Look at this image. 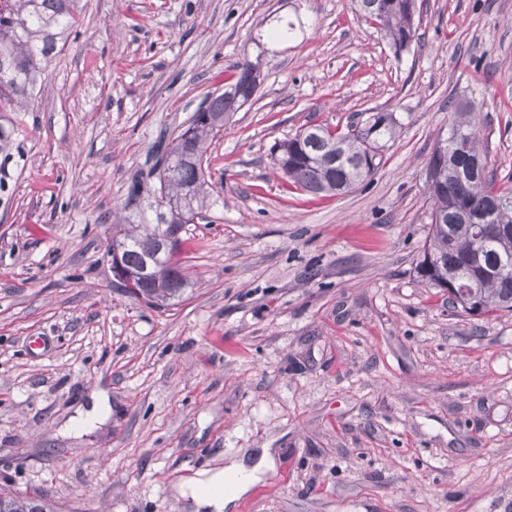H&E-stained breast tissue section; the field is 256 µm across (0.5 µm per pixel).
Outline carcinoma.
<instances>
[{"instance_id": "1", "label": "carcinoma", "mask_w": 512, "mask_h": 512, "mask_svg": "<svg viewBox=\"0 0 512 512\" xmlns=\"http://www.w3.org/2000/svg\"><path fill=\"white\" fill-rule=\"evenodd\" d=\"M81 0H0V112H31L50 56L77 34ZM356 10L396 49L415 37L416 0H354ZM256 64L238 63L224 92L209 96L173 139L152 149L149 183L133 178L120 212L112 215L111 237L123 246L122 262L149 277L125 289L132 298L162 306L187 285L177 256L182 239L159 246L160 225L194 223L214 204L209 182V147L224 131V120L257 90ZM398 120L383 108L370 109L360 126L345 131L310 124L278 143L275 161L289 183L311 195L355 189L380 168ZM479 122L469 104L454 108L448 133L427 162L430 230L418 270L464 311L480 315L512 311V187L497 184L487 171ZM478 224L498 231L479 236ZM0 512H55L40 495L0 491Z\"/></svg>"}]
</instances>
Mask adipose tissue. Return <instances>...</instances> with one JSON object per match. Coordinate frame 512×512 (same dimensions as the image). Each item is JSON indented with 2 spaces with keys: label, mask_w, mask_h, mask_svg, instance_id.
I'll return each mask as SVG.
<instances>
[{
  "label": "adipose tissue",
  "mask_w": 512,
  "mask_h": 512,
  "mask_svg": "<svg viewBox=\"0 0 512 512\" xmlns=\"http://www.w3.org/2000/svg\"><path fill=\"white\" fill-rule=\"evenodd\" d=\"M273 467L274 460L265 451L250 465L235 457L228 460L223 470L198 471L196 477L180 485L176 493L180 498L191 500L196 507L226 512L227 507L249 492Z\"/></svg>",
  "instance_id": "obj_1"
}]
</instances>
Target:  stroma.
I'll use <instances>...</instances> for the list:
<instances>
[{"mask_svg":"<svg viewBox=\"0 0 512 512\" xmlns=\"http://www.w3.org/2000/svg\"><path fill=\"white\" fill-rule=\"evenodd\" d=\"M82 2L34 111L0 112V489L191 512L181 483L265 448L229 512H512V311L470 315L417 273L449 102L512 177V0H417L399 55L353 0ZM245 58L260 84L210 148L188 285L149 306L115 285L100 218ZM370 107L401 125L376 174L290 188L274 144Z\"/></svg>","mask_w":512,"mask_h":512,"instance_id":"obj_1","label":"stroma"}]
</instances>
